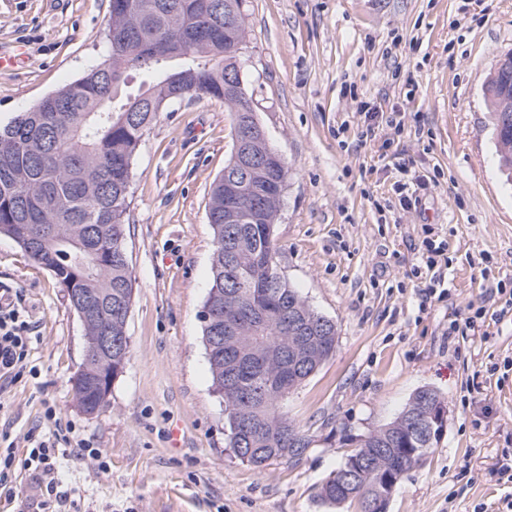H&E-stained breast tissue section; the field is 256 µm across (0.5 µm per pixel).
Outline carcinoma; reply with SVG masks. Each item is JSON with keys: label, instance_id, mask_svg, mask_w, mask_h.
Masks as SVG:
<instances>
[{"label": "carcinoma", "instance_id": "1", "mask_svg": "<svg viewBox=\"0 0 512 512\" xmlns=\"http://www.w3.org/2000/svg\"><path fill=\"white\" fill-rule=\"evenodd\" d=\"M110 0L106 41L99 60L79 80L49 95L43 106L18 113L0 126V236L14 240L36 265L49 271L64 292L80 289L78 314L87 339L122 336L132 302L133 280L125 247L130 224L132 165L141 141L171 104L202 98L224 102L236 114L245 89L241 50L246 38L242 0ZM511 65L493 71L485 99L495 117L493 140L500 163L512 168ZM147 82L127 92L131 73ZM286 161L272 160L234 184L219 177L211 186L208 223L214 259L202 310L204 344L212 384L224 402L228 447L241 462L262 468L279 459L286 427L296 447L309 436L283 411V404L247 402L280 370V357L295 342L288 321L318 316L277 268V224L288 184ZM309 336L336 346V324L315 322ZM101 362L84 361L71 380L80 407L91 398ZM375 437L404 447L408 425L397 418L376 433L358 435L347 462L371 453ZM253 448L249 455L240 448ZM320 499L330 505L354 502L336 486L322 483Z\"/></svg>", "mask_w": 512, "mask_h": 512}]
</instances>
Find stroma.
I'll return each instance as SVG.
<instances>
[{"label": "stroma", "mask_w": 512, "mask_h": 512, "mask_svg": "<svg viewBox=\"0 0 512 512\" xmlns=\"http://www.w3.org/2000/svg\"><path fill=\"white\" fill-rule=\"evenodd\" d=\"M243 86L287 160L277 261L337 328L334 354L288 397L313 440L263 469L228 448L199 318L213 257L209 193L234 146L222 101L171 106L133 162L127 250L135 278L131 358L93 415L71 378L86 338L47 270L0 236V289L20 294L35 340L27 373L0 379V431L100 449L66 454L76 512H357L322 503L351 437L396 420L417 390L447 407L441 440L399 483L388 512H512L499 462L512 453V314L449 336L486 288L512 290V183L490 139L484 85L512 52V0H243ZM109 0H0V124L79 79L104 49ZM381 111L366 118L362 103ZM396 112L401 125H386ZM442 247L425 292L421 243ZM53 408L57 426L44 421Z\"/></svg>", "instance_id": "obj_1"}]
</instances>
